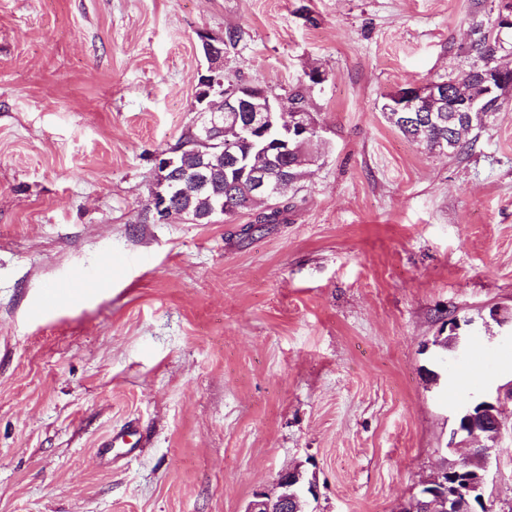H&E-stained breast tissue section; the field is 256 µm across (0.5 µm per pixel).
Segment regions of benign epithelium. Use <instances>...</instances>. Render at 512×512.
Wrapping results in <instances>:
<instances>
[{
  "label": "benign epithelium",
  "instance_id": "benign-epithelium-1",
  "mask_svg": "<svg viewBox=\"0 0 512 512\" xmlns=\"http://www.w3.org/2000/svg\"><path fill=\"white\" fill-rule=\"evenodd\" d=\"M204 55L208 61L206 73L198 79V92L193 110L197 112L193 136L197 141L216 148L224 146V124L232 123L239 128L241 135L259 144V150L265 152L272 165L278 159L294 153L305 133L319 130V127L306 118L290 121L284 114L280 99L267 88L259 85H224L221 71L224 67V40L209 36L201 37ZM488 87L482 97L467 98L449 96L448 88L441 82L426 85H411L385 101V109L393 112H417L421 99L430 97L438 100L451 98L456 112H484L491 119L498 112L502 101V91L509 81L483 74ZM178 152H163L157 156L156 178L151 191L149 212L158 222H167L172 211V198L182 196L179 172ZM224 158V152L202 160L193 181L198 196L207 198L209 207L202 214L191 206L182 209L185 219L202 224L216 215L231 216L232 210L224 209V199L209 193V182L205 172L212 169L214 163ZM254 191L270 201L269 207L275 209L280 204V186L277 183L262 180L255 182ZM484 422L495 431H501L499 407L493 401H486L479 409ZM453 471L442 468L431 480L422 484L416 499L427 508V512H471L470 500L463 496L448 494V477ZM291 501L288 493L277 487L275 494L258 492L247 505L245 512H288Z\"/></svg>",
  "mask_w": 512,
  "mask_h": 512
}]
</instances>
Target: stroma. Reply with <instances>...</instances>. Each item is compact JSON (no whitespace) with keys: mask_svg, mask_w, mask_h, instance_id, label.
Wrapping results in <instances>:
<instances>
[{"mask_svg":"<svg viewBox=\"0 0 512 512\" xmlns=\"http://www.w3.org/2000/svg\"><path fill=\"white\" fill-rule=\"evenodd\" d=\"M498 3L0 0V512H243L294 468L307 512H400L471 446L512 512V323L489 314L512 311V103L457 156L381 110L468 69ZM231 28L225 83L304 87L321 129L285 222L249 238L251 210L148 217L200 37ZM487 398L500 434L465 440Z\"/></svg>","mask_w":512,"mask_h":512,"instance_id":"1","label":"stroma"}]
</instances>
